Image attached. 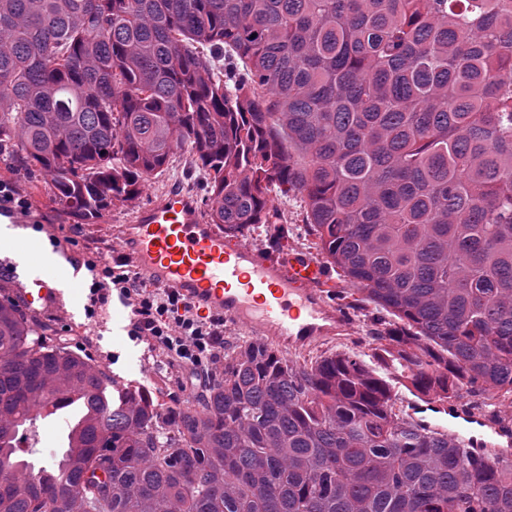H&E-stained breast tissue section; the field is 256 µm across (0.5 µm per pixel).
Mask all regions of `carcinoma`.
<instances>
[{
	"label": "carcinoma",
	"instance_id": "1",
	"mask_svg": "<svg viewBox=\"0 0 512 512\" xmlns=\"http://www.w3.org/2000/svg\"><path fill=\"white\" fill-rule=\"evenodd\" d=\"M188 150L212 224L294 197L402 324L297 364L224 349L194 405L0 300V512H512L508 451L405 418L512 404V0H0V159L93 224ZM82 426L37 458L45 408Z\"/></svg>",
	"mask_w": 512,
	"mask_h": 512
}]
</instances>
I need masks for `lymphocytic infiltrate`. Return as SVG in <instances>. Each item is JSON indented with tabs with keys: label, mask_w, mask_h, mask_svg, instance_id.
Segmentation results:
<instances>
[{
	"label": "lymphocytic infiltrate",
	"mask_w": 512,
	"mask_h": 512,
	"mask_svg": "<svg viewBox=\"0 0 512 512\" xmlns=\"http://www.w3.org/2000/svg\"><path fill=\"white\" fill-rule=\"evenodd\" d=\"M97 279L91 286L93 304L106 303L107 290L121 295L133 315L135 336L152 344L183 369V389L195 393L199 376L224 365V319L197 317L189 304L168 292L149 293L142 276L128 264L113 262L110 247H94Z\"/></svg>",
	"instance_id": "lymphocytic-infiltrate-1"
}]
</instances>
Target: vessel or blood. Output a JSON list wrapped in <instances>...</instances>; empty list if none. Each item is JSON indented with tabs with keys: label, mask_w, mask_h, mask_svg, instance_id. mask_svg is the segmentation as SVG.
<instances>
[{
	"label": "vessel or blood",
	"mask_w": 512,
	"mask_h": 512,
	"mask_svg": "<svg viewBox=\"0 0 512 512\" xmlns=\"http://www.w3.org/2000/svg\"><path fill=\"white\" fill-rule=\"evenodd\" d=\"M121 258L151 286L201 315H220L278 346L314 344L344 319L325 300V274L311 257L263 254L208 223L193 197L152 200L119 231Z\"/></svg>",
	"instance_id": "1"
}]
</instances>
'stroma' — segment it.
Returning <instances> with one entry per match:
<instances>
[{"label":"stroma","mask_w":512,"mask_h":512,"mask_svg":"<svg viewBox=\"0 0 512 512\" xmlns=\"http://www.w3.org/2000/svg\"><path fill=\"white\" fill-rule=\"evenodd\" d=\"M190 167L189 152L177 153L165 172L143 186L137 205L111 208L96 223L88 224L75 213L52 203L51 191L43 180H20L8 164L0 162V182L15 187L28 202L25 212L9 215L0 212V225L18 229L28 241L56 253L63 261L51 284L52 295L30 303V310L47 321L53 336L65 339L72 351L101 364L108 374L150 391L163 404L182 396L179 368L165 361L150 343L131 336L130 308L118 312L108 304L91 308L89 287L93 273L85 263L83 250L97 242L117 247L118 227L131 223L140 206L150 202L151 198L174 190L202 197V190L187 175ZM281 209L287 222V238L275 239L265 225L253 224L241 232V239L268 254L288 252L319 257L316 239L306 231L299 208L288 202L282 204ZM52 224L57 227L53 234L48 231ZM41 273V268L30 264L22 254L0 248L1 286L19 287L25 295L33 291V280ZM325 273L329 280L327 300L344 315L351 333L348 338H334L305 349L286 348L285 357L301 363L322 352L337 349L354 351L367 363H374V346L366 340L365 334L372 319L377 317V310L371 306L352 309L348 300L340 296L344 284L335 269L326 268Z\"/></svg>","instance_id":"stroma-1"}]
</instances>
